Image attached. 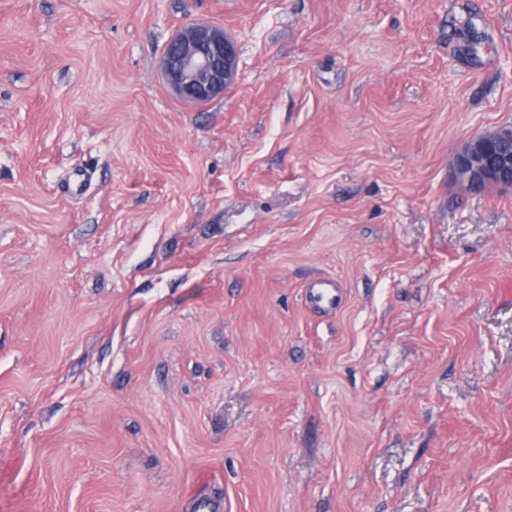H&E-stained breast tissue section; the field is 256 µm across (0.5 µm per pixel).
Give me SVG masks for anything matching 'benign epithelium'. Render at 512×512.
Here are the masks:
<instances>
[{"label": "benign epithelium", "mask_w": 512, "mask_h": 512, "mask_svg": "<svg viewBox=\"0 0 512 512\" xmlns=\"http://www.w3.org/2000/svg\"><path fill=\"white\" fill-rule=\"evenodd\" d=\"M161 69L166 87L175 96L204 104L223 95L232 84L236 46L218 26L190 24L164 44ZM454 170L458 183L468 190L486 183L512 188V128L471 139L456 155Z\"/></svg>", "instance_id": "1"}]
</instances>
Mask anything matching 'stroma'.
<instances>
[{
    "label": "stroma",
    "instance_id": "obj_1",
    "mask_svg": "<svg viewBox=\"0 0 512 512\" xmlns=\"http://www.w3.org/2000/svg\"><path fill=\"white\" fill-rule=\"evenodd\" d=\"M510 126L512 0H0V512H512ZM237 62L236 46L224 29L207 22L183 27L166 41L161 54L168 90L195 104L224 95L234 80ZM458 183L468 190L481 184L512 188V128H501L471 139L456 155Z\"/></svg>",
    "mask_w": 512,
    "mask_h": 512
}]
</instances>
